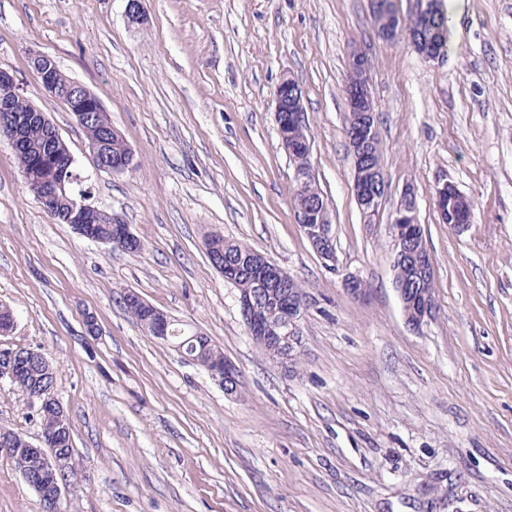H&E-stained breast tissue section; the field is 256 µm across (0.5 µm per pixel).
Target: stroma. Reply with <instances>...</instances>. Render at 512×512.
Here are the masks:
<instances>
[{
  "label": "stroma",
  "instance_id": "obj_1",
  "mask_svg": "<svg viewBox=\"0 0 512 512\" xmlns=\"http://www.w3.org/2000/svg\"><path fill=\"white\" fill-rule=\"evenodd\" d=\"M0 0V68L58 128L96 205L143 248L58 224L0 141V350H41L72 424L64 512H512V0H450L444 59L380 39L368 0ZM85 84L134 151L95 171L71 112L43 94L29 50ZM365 51L388 194L354 196L344 95ZM303 90L311 167L336 237L324 267L295 219L294 168L273 92ZM471 198L464 232L434 189ZM435 270L436 312L405 322L388 222L405 183ZM241 241L304 284V356L288 372L252 343L206 253ZM369 289L358 300L345 274ZM133 290L202 329L239 371L228 394L126 312ZM97 335H89L86 316ZM36 440L27 398L0 380V428ZM0 512H42L0 454Z\"/></svg>",
  "mask_w": 512,
  "mask_h": 512
}]
</instances>
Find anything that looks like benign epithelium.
<instances>
[{
  "mask_svg": "<svg viewBox=\"0 0 512 512\" xmlns=\"http://www.w3.org/2000/svg\"><path fill=\"white\" fill-rule=\"evenodd\" d=\"M376 7L389 13L391 23L387 29V38L392 40L399 33L408 35L416 48L428 60H438L444 56L443 49L437 43L421 36L422 28L431 17L430 3H425L419 12L409 20H402L392 7L382 0H376ZM126 15L130 23L143 24L147 16L143 0H127ZM28 59L35 71L40 87L51 98L63 103L75 118L78 126L86 128L94 116L104 117L106 109L98 97L84 84L75 80L67 90H62L54 75V59L41 51L31 50ZM370 68L368 58L363 53L353 55L349 64L348 77L345 84V95L348 112L356 124L354 133L348 137V144L355 160L365 157L366 149L374 141L377 133L375 105L370 95ZM24 98L14 76L6 70H0V138L7 141L13 151L17 152L25 143V124H38L49 131V135L59 140L61 136L45 113L35 106H30L29 112L20 114L14 111V103ZM275 117L277 126H282V116L288 115V125L303 127L307 125L303 94L298 83L290 76L284 77L276 86L273 93ZM281 146L293 158L302 154L303 163L294 165V182L302 190L316 184L312 173L310 155L311 144L302 143L296 139H288V134H280ZM103 142L92 135L87 139L89 157L95 170L111 174L124 173L133 169L134 153L132 148L113 161L105 160ZM66 165L60 167L63 175L57 179L26 182L31 192L37 198L42 208L48 213H54L62 197L69 190V179L64 172L75 164L72 154L65 155ZM354 190L357 205L361 212L374 214L380 212L386 196V182L383 171L374 168L370 175L362 179H354ZM328 213L323 195L312 193L311 207L300 212L296 217L302 225V231L325 267L333 270L336 266L335 237L332 226L322 223L324 214ZM410 215L404 211L397 212L394 224L390 225L393 260L404 258L403 242L410 235ZM113 225V243L130 246L134 243L135 235L130 226L123 223L117 213L106 208H100L88 203L87 197L74 201L65 214V223L82 237H89L87 225L94 222ZM249 271L258 279V287L251 292H239L238 303L242 319L252 338H259L268 346L270 357L290 369L296 368L302 355V336L300 321L309 307L312 298L302 296L296 301L288 302L284 308L281 301L285 297H293L297 289L293 288L295 280L286 271L270 260L263 258L259 261L246 263ZM406 323L415 330L421 329L432 319L435 310L433 297L425 292L415 296L407 290L396 288ZM129 299L139 303L150 311L149 326L153 335L175 348L180 344L174 341L168 331L170 318L154 305L145 301L134 291L126 292ZM28 366L25 357L18 350H10L0 354V377L9 381L15 380ZM211 377L224 388L225 393L235 391L233 384L238 381V370L229 360H224L221 366L209 369ZM29 402L38 406L37 413L50 414L53 420L42 424L41 438L38 444L29 448H15L13 452L18 460L17 471L37 493L45 506L46 512H61L63 497V482L56 475L65 472L69 460L63 459L59 449L50 447L55 434L64 427V410L60 401L48 393V390L38 386L29 396Z\"/></svg>",
  "mask_w": 512,
  "mask_h": 512,
  "instance_id": "1",
  "label": "benign epithelium"
}]
</instances>
